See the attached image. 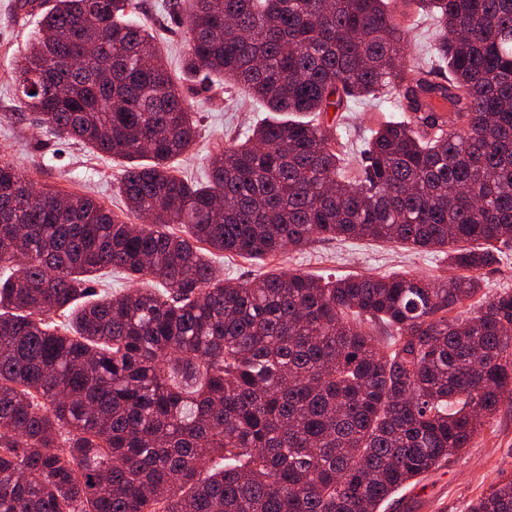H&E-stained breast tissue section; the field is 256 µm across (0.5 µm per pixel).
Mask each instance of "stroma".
I'll use <instances>...</instances> for the list:
<instances>
[{
  "label": "stroma",
  "instance_id": "stroma-1",
  "mask_svg": "<svg viewBox=\"0 0 512 512\" xmlns=\"http://www.w3.org/2000/svg\"><path fill=\"white\" fill-rule=\"evenodd\" d=\"M140 3L137 20L150 24L168 67L178 69L187 47L185 24L164 12L161 0ZM18 4L19 0H0V158L26 170L39 186L92 196L120 220H127L119 195L125 161L91 154L73 140L49 133L35 114L21 110L15 68L30 51L41 14L25 13ZM395 6L396 21L408 31L411 57L428 59L435 35L432 21L420 15L414 0H395ZM186 99L200 118L199 130L193 148L176 168L188 180L202 183L214 146L237 143L249 128L266 119L267 112L237 91L218 85L200 94L187 91ZM386 115L385 108L363 102L351 111L333 113L332 122L341 126L353 146L351 160H359L361 141ZM212 262L229 280L254 279L272 269L325 279L407 272L449 279L457 274L444 254L366 239L318 240L264 262L219 253ZM499 475L512 476V406L506 404L480 427L467 453L449 458L419 483L398 491L381 512H467Z\"/></svg>",
  "mask_w": 512,
  "mask_h": 512
}]
</instances>
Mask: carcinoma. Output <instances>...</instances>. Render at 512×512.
Instances as JSON below:
<instances>
[{"label":"carcinoma","instance_id":"1","mask_svg":"<svg viewBox=\"0 0 512 512\" xmlns=\"http://www.w3.org/2000/svg\"><path fill=\"white\" fill-rule=\"evenodd\" d=\"M412 2L446 77L406 60L387 0H169L177 75L137 0L43 12L20 107L127 160L120 193L150 223L0 159V512H380L512 401V291L471 304L512 243V0ZM201 75L291 119L196 184L173 163L198 129L179 84ZM365 99L408 116L369 131L351 175L321 116ZM352 238L468 274L232 282L209 261ZM102 270L161 287L98 296ZM468 512H512V477Z\"/></svg>","mask_w":512,"mask_h":512}]
</instances>
